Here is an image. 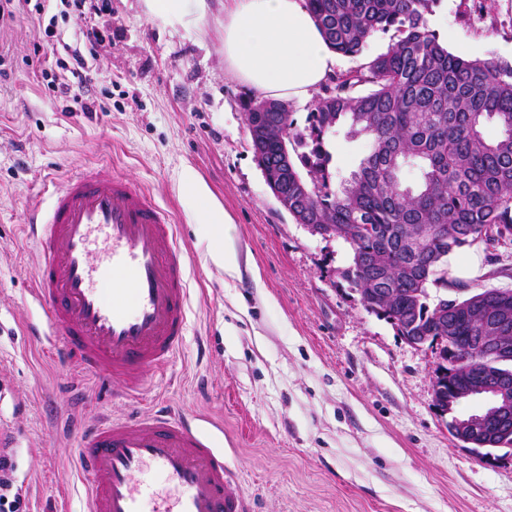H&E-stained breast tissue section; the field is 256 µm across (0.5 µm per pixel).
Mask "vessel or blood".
Listing matches in <instances>:
<instances>
[{"instance_id": "vessel-or-blood-1", "label": "vessel or blood", "mask_w": 512, "mask_h": 512, "mask_svg": "<svg viewBox=\"0 0 512 512\" xmlns=\"http://www.w3.org/2000/svg\"><path fill=\"white\" fill-rule=\"evenodd\" d=\"M25 234L41 262L28 336L139 399L147 373L175 358L190 288L172 213L128 177L83 168L35 206ZM71 472L86 512H246L224 462V423L158 401L75 428Z\"/></svg>"}]
</instances>
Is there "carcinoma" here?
<instances>
[{"mask_svg":"<svg viewBox=\"0 0 512 512\" xmlns=\"http://www.w3.org/2000/svg\"><path fill=\"white\" fill-rule=\"evenodd\" d=\"M440 2L305 0L335 53L358 56L378 32L390 34L387 51L330 76L301 128L283 104L250 98V146L297 223L350 244L352 263L339 275L367 312L402 336H447L445 353L462 345L456 371L493 361L512 375V359L495 361L497 331L477 306L501 289L456 300L442 333L429 301L430 286L448 285L456 250L478 240L494 251L512 245V61L448 51L427 25ZM285 120L290 156L259 133ZM343 125L371 150L336 182L325 137ZM407 164L420 171L413 187L400 179Z\"/></svg>","mask_w":512,"mask_h":512,"instance_id":"obj_1","label":"carcinoma"}]
</instances>
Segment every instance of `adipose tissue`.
Wrapping results in <instances>:
<instances>
[{
    "instance_id": "obj_1",
    "label": "adipose tissue",
    "mask_w": 512,
    "mask_h": 512,
    "mask_svg": "<svg viewBox=\"0 0 512 512\" xmlns=\"http://www.w3.org/2000/svg\"><path fill=\"white\" fill-rule=\"evenodd\" d=\"M149 15L171 26L200 27L206 0H144ZM305 0H224V67L239 83L280 100L309 101L336 69ZM186 205L204 224L209 258L228 277L239 272L229 244L230 219L197 173L181 174Z\"/></svg>"
}]
</instances>
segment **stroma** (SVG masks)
<instances>
[{"label": "stroma", "instance_id": "35a3bbf8", "mask_svg": "<svg viewBox=\"0 0 512 512\" xmlns=\"http://www.w3.org/2000/svg\"><path fill=\"white\" fill-rule=\"evenodd\" d=\"M441 0L436 20L449 51L499 58L512 32L495 31L512 0ZM204 31L170 28L143 0H107L104 11L48 0L0 33V435L9 437L29 512H83L79 483H65L73 439L65 417L121 411L112 387L74 372L25 334L40 313L29 301L38 253L20 234L29 207L71 172L122 173L173 213L188 262L191 300L180 354L146 377L143 404L207 411L224 422L226 462L253 512H512V454L480 461L448 432L433 385L440 345L415 347L368 313L341 279L352 256L339 238L311 234L274 198L249 146L244 102L252 89L224 69V13L209 0ZM102 32L85 41L88 29ZM46 41L50 52L35 53ZM83 53L110 92L88 119L45 90L41 73ZM341 176L369 150L364 137L330 133ZM192 167L232 220L240 274L208 259L205 229L179 193ZM468 291L512 288V248ZM260 278H253L252 267Z\"/></svg>", "mask_w": 512, "mask_h": 512}]
</instances>
